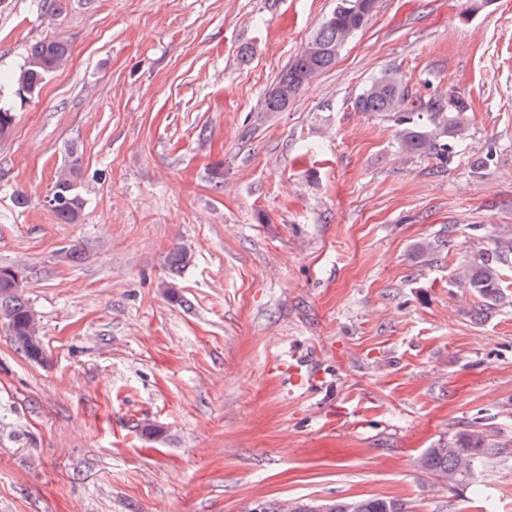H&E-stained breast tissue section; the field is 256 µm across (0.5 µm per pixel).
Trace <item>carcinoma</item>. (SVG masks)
<instances>
[{"instance_id":"carcinoma-1","label":"carcinoma","mask_w":512,"mask_h":512,"mask_svg":"<svg viewBox=\"0 0 512 512\" xmlns=\"http://www.w3.org/2000/svg\"><path fill=\"white\" fill-rule=\"evenodd\" d=\"M363 11L358 0H337L336 8L320 24L300 54L280 73L264 100V111L282 112L290 100L315 76L331 69L348 41L360 32L372 16L377 0H368ZM71 54L70 45L60 38L36 41L27 49L24 64L14 76L18 93L38 94L48 75L64 66ZM361 112H378L388 116L398 131L399 150L436 159L448 164L452 143L465 131L460 115L468 102L451 91L446 97L425 99L412 94L403 80L385 72L365 86L355 100ZM82 178V149L72 144L66 150L49 196L56 204L51 211L62 224L81 221L85 200L79 192ZM189 253L180 247L169 252L167 264L174 273L190 263ZM502 256L480 254L469 261L462 279L464 287L490 307L503 300ZM26 276L17 266L0 265V324L6 327L13 343L29 359L43 356L38 316L26 291ZM492 452L488 440L474 431L460 433L444 448H430L421 458L422 468L435 477L451 474V490L473 483L477 463ZM320 512H409L403 503L385 498L347 500L337 498L319 504Z\"/></svg>"}]
</instances>
